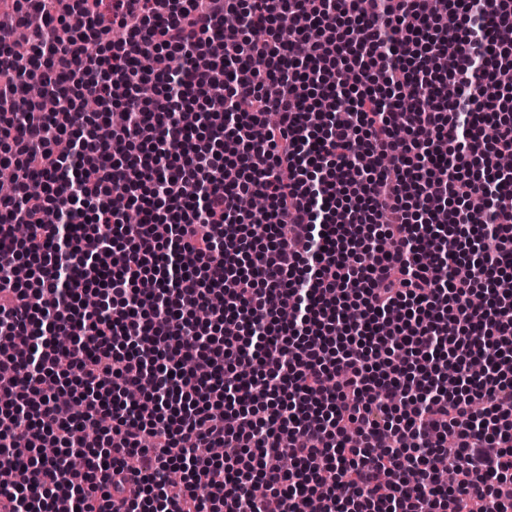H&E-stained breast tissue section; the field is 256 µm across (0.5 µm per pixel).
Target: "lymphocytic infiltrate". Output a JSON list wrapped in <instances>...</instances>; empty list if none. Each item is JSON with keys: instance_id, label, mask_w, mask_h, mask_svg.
I'll return each instance as SVG.
<instances>
[{"instance_id": "f902f5d3", "label": "lymphocytic infiltrate", "mask_w": 512, "mask_h": 512, "mask_svg": "<svg viewBox=\"0 0 512 512\" xmlns=\"http://www.w3.org/2000/svg\"><path fill=\"white\" fill-rule=\"evenodd\" d=\"M421 2L0 11L9 512H512V0Z\"/></svg>"}]
</instances>
